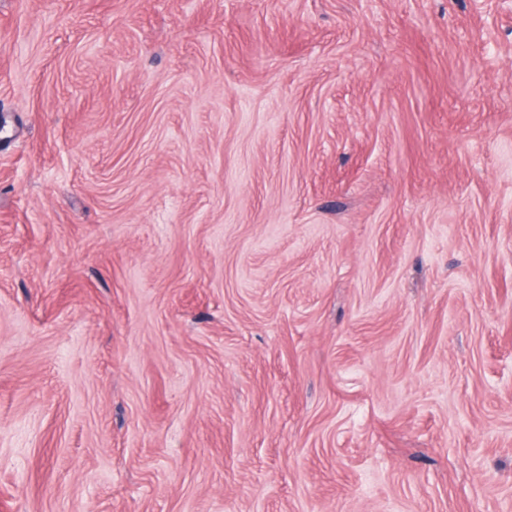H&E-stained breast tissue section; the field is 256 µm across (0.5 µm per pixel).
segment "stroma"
<instances>
[{
  "mask_svg": "<svg viewBox=\"0 0 512 512\" xmlns=\"http://www.w3.org/2000/svg\"><path fill=\"white\" fill-rule=\"evenodd\" d=\"M0 512H512V0H0Z\"/></svg>",
  "mask_w": 512,
  "mask_h": 512,
  "instance_id": "35a3bbf8",
  "label": "stroma"
}]
</instances>
